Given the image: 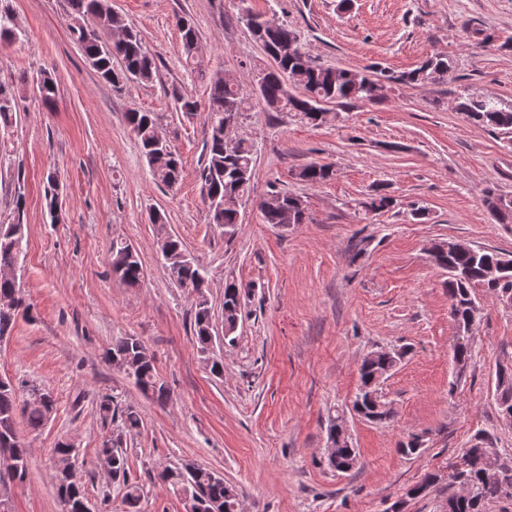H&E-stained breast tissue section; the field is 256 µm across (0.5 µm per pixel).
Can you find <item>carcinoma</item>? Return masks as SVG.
Wrapping results in <instances>:
<instances>
[{"label":"carcinoma","instance_id":"obj_1","mask_svg":"<svg viewBox=\"0 0 512 512\" xmlns=\"http://www.w3.org/2000/svg\"><path fill=\"white\" fill-rule=\"evenodd\" d=\"M67 16L71 20V32L85 57L101 76L113 87L120 89L129 81L150 83L156 76L154 58L144 47L140 34L112 12L109 0H65ZM242 20L253 29L256 42L273 60L274 66L263 71L260 77L258 98L271 112H289L295 118L313 126L322 125L336 118V113L326 108L328 104L338 106L354 102H374L381 98L375 92L376 80L371 75L342 67H331L316 63L304 50L301 36L275 16L244 10ZM175 26L186 59L191 61L198 53V38L194 24L187 18H175ZM451 66L448 58L436 55L423 65L398 77L388 76V81L400 83L434 82L448 79ZM294 84L300 92L288 90ZM37 89L42 106L52 108L57 102L58 83L51 73L40 74ZM19 89L0 83V128H8L18 112ZM249 95L239 86L224 81L215 75L208 95V134L206 139V162L201 169L204 203L208 209L209 223L224 229V236L231 238L241 224L240 212L224 206V197L230 195L239 200L250 196L254 175V145L250 138L241 136L236 146L224 148V120L241 118L248 104ZM456 108L471 122L493 130H512V106L501 101H492L481 95L461 93ZM126 121L134 132L145 156L153 179L168 187H175L182 176V161L176 151H161L155 148L154 114L136 108L126 113ZM336 170L330 164L310 163L302 166L296 177L299 181L316 186L330 180ZM58 179L47 175L45 200L53 222H60L57 213ZM484 205L491 209L498 224H512V199L492 191L485 192ZM394 199L380 191L362 203L369 212L388 211ZM262 219L266 224H305L310 220L302 197L288 191H275L259 204ZM24 225L0 224V271L19 264L24 237ZM170 280L189 290L192 301L193 330L199 350L207 355L210 372L220 377L224 373L223 360L212 355L211 334L212 306L206 292V278L196 266L180 238L171 236L159 242ZM432 261L448 274L446 288L450 314L458 328H466L476 318L475 289L482 287L495 294L512 295V268H507L501 278H486L488 268L509 260L506 255L488 248L459 243V249L448 252L438 243L429 248ZM112 276L120 282L135 287L144 279L140 256L131 255L126 242L112 241L110 252ZM252 287L234 280L224 285L222 322L224 342L232 345L236 341L237 327L242 316V306L250 298ZM9 309L0 311V336L6 334L14 324L20 310H28L20 295V283L0 275V306ZM408 348H380L368 353L359 369L360 385L351 402V411L371 424L386 425L395 416L390 402L382 394L384 381L402 364ZM106 361L122 371L125 376L147 396L158 404L169 398L167 387L158 376L155 359L147 347L136 336H117L104 354ZM471 360L469 342L454 347L453 362L458 370H465ZM24 381L15 382L0 378V461L5 472H0V485L6 479L23 480L27 473L28 452L16 433V420L22 416L32 431L43 428L50 418L55 400L50 391L42 390L38 404L27 403L21 394ZM496 403L498 411H512V361L500 363L496 368ZM98 413L105 425H112V435L106 437L98 454L110 457L112 479L122 483L127 512H140L142 490L129 479L127 455L122 447L123 436L139 429L143 419L133 406H121L115 397L106 395L98 403ZM347 425L345 412L338 411L329 418L328 440L335 444L334 452L327 454V465L338 472H349L357 464L358 451L346 441ZM475 443L464 450L468 465L454 471L456 482L470 487L466 496L448 495V512H485L486 505L495 502L512 503V492L506 493L502 481L512 483V471L502 474V480L492 479L500 471L506 456L499 450L490 451L487 446L493 436L486 430L474 436ZM425 439L413 433L400 443L398 451L414 458L424 450ZM56 493L63 504V512H89L82 476L68 473L73 456L72 446L64 441L56 443ZM155 480L171 485H181L191 491V512H238L239 493L236 487L224 481V477L204 468L192 465L167 467L154 475Z\"/></svg>","mask_w":512,"mask_h":512}]
</instances>
